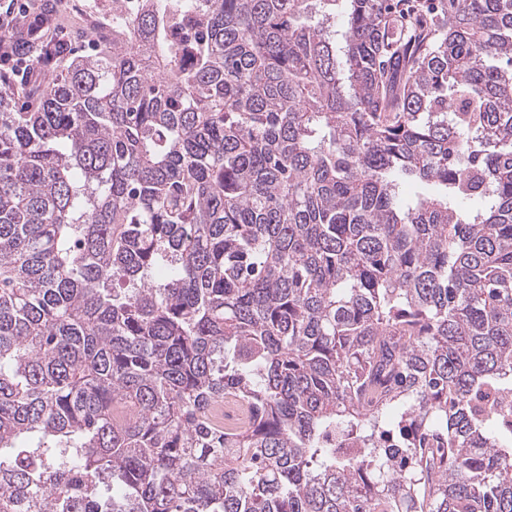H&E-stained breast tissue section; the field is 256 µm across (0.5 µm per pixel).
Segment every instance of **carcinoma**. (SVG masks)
Instances as JSON below:
<instances>
[{
	"instance_id": "carcinoma-1",
	"label": "carcinoma",
	"mask_w": 512,
	"mask_h": 512,
	"mask_svg": "<svg viewBox=\"0 0 512 512\" xmlns=\"http://www.w3.org/2000/svg\"><path fill=\"white\" fill-rule=\"evenodd\" d=\"M46 18L0 512H512V0H112L64 67Z\"/></svg>"
}]
</instances>
